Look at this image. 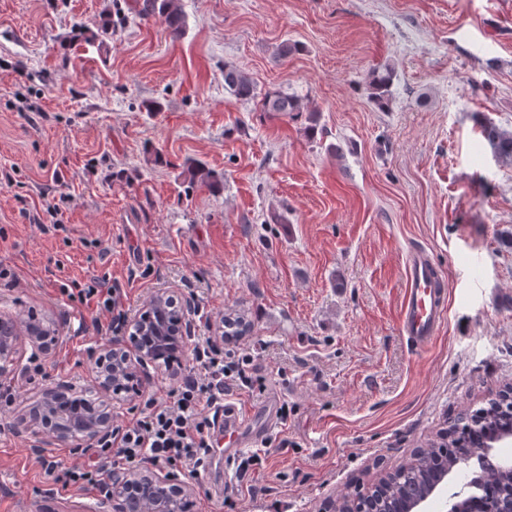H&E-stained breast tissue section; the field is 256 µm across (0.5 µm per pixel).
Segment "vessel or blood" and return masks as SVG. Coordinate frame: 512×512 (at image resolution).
<instances>
[{"mask_svg":"<svg viewBox=\"0 0 512 512\" xmlns=\"http://www.w3.org/2000/svg\"><path fill=\"white\" fill-rule=\"evenodd\" d=\"M439 271L421 257L408 263V289L400 320L403 333L418 347L427 346L437 334L444 314L445 302L439 286ZM276 420L271 405L242 415L227 408L220 445L224 456L238 457L253 438L274 430Z\"/></svg>","mask_w":512,"mask_h":512,"instance_id":"vessel-or-blood-1","label":"vessel or blood"}]
</instances>
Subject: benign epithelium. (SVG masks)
I'll use <instances>...</instances> for the list:
<instances>
[{
	"label": "benign epithelium",
	"instance_id": "1",
	"mask_svg": "<svg viewBox=\"0 0 512 512\" xmlns=\"http://www.w3.org/2000/svg\"><path fill=\"white\" fill-rule=\"evenodd\" d=\"M197 308L184 296L165 288L156 292L133 317L125 320L105 342L91 346L93 384L60 382L44 388L28 410L17 418V432L33 437L48 428L62 443L77 436L94 443L112 435L122 395L138 392L149 378L148 365L159 367L168 355L182 353L195 335ZM54 320L20 321L0 314V377L11 382L26 379L23 365L46 357L59 343ZM440 491L411 495L403 512H428ZM196 486L148 462L112 476L93 512H171V504L196 495Z\"/></svg>",
	"mask_w": 512,
	"mask_h": 512
}]
</instances>
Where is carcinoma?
I'll use <instances>...</instances> for the list:
<instances>
[{
	"label": "carcinoma",
	"instance_id": "obj_1",
	"mask_svg": "<svg viewBox=\"0 0 512 512\" xmlns=\"http://www.w3.org/2000/svg\"><path fill=\"white\" fill-rule=\"evenodd\" d=\"M141 12L145 15H158L174 37L182 34L185 17L177 6V0H144ZM392 72L388 69L372 74L369 83V98L380 109H385L390 101ZM224 87L242 100L255 98L254 84L242 70L224 66ZM261 111L274 115H288L305 111L299 98L283 91L267 92L261 100ZM483 136L493 154L501 161L512 164V131L503 130L492 123L483 126ZM191 179L212 187L218 183V176L199 164L187 167ZM512 404L495 397L484 405V415L470 417L463 424L448 427L446 435L439 441L429 444L425 455L397 469L382 486H376L364 493L356 492L352 497H344L339 507L345 512H400L402 488L412 486L419 490L429 488L444 471L457 461L482 455L486 443L507 423ZM463 477L465 491L458 492L469 512H498V504L507 493L512 480L508 475L496 470H481L480 477H471L464 470H458Z\"/></svg>",
	"mask_w": 512,
	"mask_h": 512
}]
</instances>
